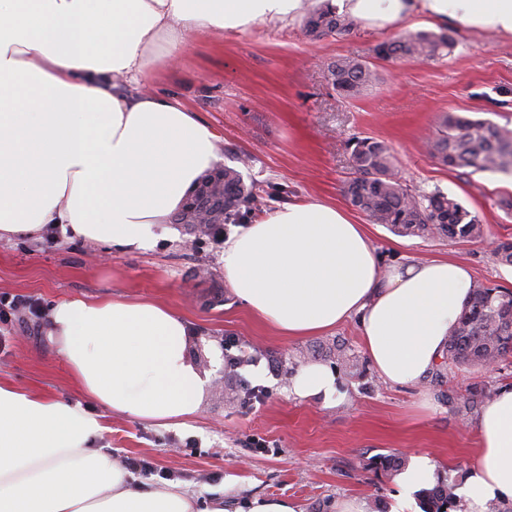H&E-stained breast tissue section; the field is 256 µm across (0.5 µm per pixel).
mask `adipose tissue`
<instances>
[{"instance_id": "1", "label": "adipose tissue", "mask_w": 512, "mask_h": 512, "mask_svg": "<svg viewBox=\"0 0 512 512\" xmlns=\"http://www.w3.org/2000/svg\"><path fill=\"white\" fill-rule=\"evenodd\" d=\"M299 0H0V240L48 227L125 250L169 223L216 160L217 136L173 96L140 92V76L182 51L189 34L296 16ZM355 22L386 29L425 17L512 35V0H338ZM224 279L279 335L312 336L357 320L386 383L416 387L441 359L473 285L451 259L382 269L363 225L340 208L297 202L224 242ZM46 334L81 404L0 383V512H301L289 498L205 507L181 485L138 488L95 442L110 410L160 425L195 415L209 387L188 353L182 318L150 301L66 299ZM334 372L303 367L292 391L330 398ZM481 448L463 489L467 512L512 498V387L482 407ZM414 456L390 512L438 478Z\"/></svg>"}]
</instances>
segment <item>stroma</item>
Here are the masks:
<instances>
[{"mask_svg":"<svg viewBox=\"0 0 512 512\" xmlns=\"http://www.w3.org/2000/svg\"><path fill=\"white\" fill-rule=\"evenodd\" d=\"M441 23L418 17L385 30L362 25L345 36L308 39L301 20L258 21L218 36L193 33L185 50L158 61L141 79V91L177 95L217 134L219 163L239 157L246 180L255 181L270 212L295 201L346 207L342 185L351 170L346 142L354 136L385 141L404 184L438 189L479 214L485 239L401 237L379 224L364 225L383 267L411 260L453 258L467 263L477 282L512 290V265L492 253L498 238H512V177L439 165L428 153L439 115L487 118L512 129V105L493 109L499 88L512 87V37L456 31L454 52L439 60L377 58L375 48ZM341 57L368 62L379 83L346 99L331 87L328 66ZM224 246L192 240L185 225L165 224L146 247L122 250L61 234L46 239L0 241V301L17 302L0 321V380L50 398L83 402L43 326L64 298L152 300L179 313L188 325L189 354L210 375V387L193 417L158 426L112 414L101 444L118 464L140 461L147 485L178 482L198 500L232 496L296 499L303 512H333L340 497L366 500L369 512H390L395 470L375 468L380 456L409 463L421 454L445 459L447 476L463 485L479 456L475 416L460 418L440 387L384 383L374 368L354 376L327 356L345 342L365 350L356 322L319 335L288 339L257 320L224 280ZM38 302L31 316L21 302ZM242 358L233 367L228 356ZM335 371L340 398L304 400L292 384L308 364ZM259 386L264 399L244 402L227 393ZM263 439L267 448L254 447Z\"/></svg>","mask_w":512,"mask_h":512,"instance_id":"1","label":"stroma"}]
</instances>
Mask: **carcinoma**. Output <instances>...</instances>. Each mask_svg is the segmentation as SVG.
<instances>
[{
	"instance_id": "1",
	"label": "carcinoma",
	"mask_w": 512,
	"mask_h": 512,
	"mask_svg": "<svg viewBox=\"0 0 512 512\" xmlns=\"http://www.w3.org/2000/svg\"><path fill=\"white\" fill-rule=\"evenodd\" d=\"M355 23L331 5V0L306 9L302 29L312 40L326 35H347ZM456 40L451 30L416 31L384 41L376 48L383 60L413 58L435 60L451 53ZM333 89L344 98H355L378 81L376 70L351 57L329 67ZM353 176L342 187L346 200L369 221L391 232L421 239L471 241L485 235L479 216L461 201L439 189L416 192L403 185L395 172L390 147L382 140L354 137L347 143ZM428 149L437 162L449 168H471L512 174V130L491 120L468 118L445 112L438 119L436 135ZM224 171V215L200 231L212 235L226 224H239L260 204L252 185L241 171L226 165ZM512 355V291L495 284L472 285L457 323L448 336L441 361L435 365L434 381L462 368L486 369ZM329 357L360 375L364 365L351 349L336 344ZM485 388L473 387L464 394L443 395L454 412L464 418L490 400ZM453 482H441L424 491V512H456L458 497Z\"/></svg>"
}]
</instances>
